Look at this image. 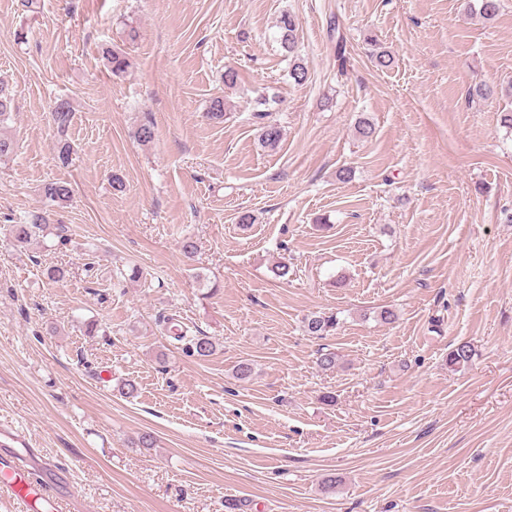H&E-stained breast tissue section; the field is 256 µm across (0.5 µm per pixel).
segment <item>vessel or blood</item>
I'll return each instance as SVG.
<instances>
[{
  "label": "vessel or blood",
  "mask_w": 512,
  "mask_h": 512,
  "mask_svg": "<svg viewBox=\"0 0 512 512\" xmlns=\"http://www.w3.org/2000/svg\"><path fill=\"white\" fill-rule=\"evenodd\" d=\"M25 445L18 432L0 429V492L39 504L42 512H63L59 496L43 478L44 472L55 469V462L44 459L33 465L23 464L18 450Z\"/></svg>",
  "instance_id": "vessel-or-blood-1"
}]
</instances>
